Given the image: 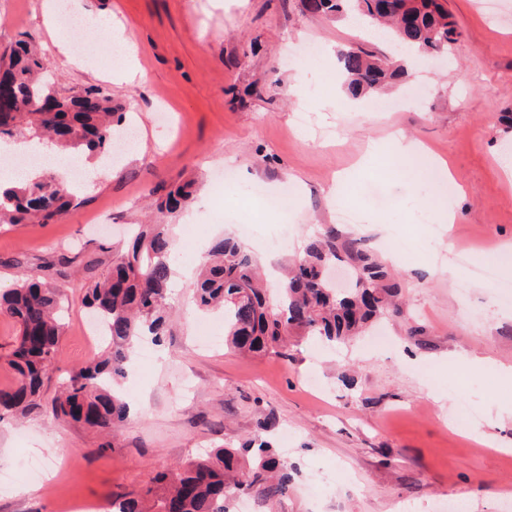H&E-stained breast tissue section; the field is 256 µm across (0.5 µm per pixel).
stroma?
<instances>
[{"instance_id":"obj_1","label":"stroma","mask_w":512,"mask_h":512,"mask_svg":"<svg viewBox=\"0 0 512 512\" xmlns=\"http://www.w3.org/2000/svg\"><path fill=\"white\" fill-rule=\"evenodd\" d=\"M81 18L116 16L138 49L140 80H114L112 64L73 66L56 42L107 43L92 27L61 34L47 23L42 0H0V51L25 41L41 52L62 90L95 87L132 119L136 141L124 160L100 172L77 204L53 224L0 227V290L34 273L65 297L66 327L58 362L45 383L44 406L0 423V464L13 474L0 486V512H64L65 501L103 506L150 486L159 471L188 461L216 443L236 446L257 431L260 411L274 412L270 443L292 469L294 492L274 512H444L465 500L468 512H512V305L492 283L472 280L457 293L443 266L469 273L458 252L491 254L512 242V182L500 156L512 154V0L488 13L485 0H447L461 36L449 53L416 61L409 83L428 92L409 98L406 85L385 96L396 101L375 112L344 86L325 88L322 71L338 72L337 49L360 46L392 54L391 42L363 32L346 18L315 14L303 0H72ZM401 131L420 145L415 166L449 163L455 191L428 180L408 185L394 159L370 157L372 144ZM233 182L219 184L224 169ZM349 179L338 199L329 190ZM191 181L195 193L178 212L152 209L153 197ZM290 184L288 209L253 197ZM351 208L354 222L341 221ZM453 210L439 226L440 209ZM171 224L177 265L171 282L182 320L134 361L125 382L132 402L117 435L54 419L46 404L67 373L101 355L84 331L82 302L88 273L104 272L127 225ZM253 227L246 248L267 269L296 253L324 225L361 237L370 251L393 262L407 310L423 328L420 342L396 322L383 324L387 349L366 340L335 349L305 337L289 358L244 356L224 347V319L210 315L213 338L201 340L192 281L216 239ZM415 243L392 260L381 243ZM68 276H60V258ZM468 378L452 392L455 371ZM319 376L318 398L303 381ZM473 407L469 430L454 413ZM70 457L37 495L17 462L46 471Z\"/></svg>"}]
</instances>
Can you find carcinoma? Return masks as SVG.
I'll use <instances>...</instances> for the list:
<instances>
[{
	"mask_svg": "<svg viewBox=\"0 0 512 512\" xmlns=\"http://www.w3.org/2000/svg\"><path fill=\"white\" fill-rule=\"evenodd\" d=\"M375 2L307 0L306 7L336 15L354 11L364 25L427 55L450 47L459 36L440 0H409L400 18L379 11ZM338 59L347 90L354 96L406 78L402 65L360 49H342ZM0 67L14 74L13 85L0 98V145L15 142L21 128L29 139L46 140L62 153L87 151L99 160L112 151L116 112L111 96L91 87L58 92L45 78L44 58L24 44L1 55ZM51 96L61 99V111L34 110V101ZM191 195L192 185L184 183L169 192L159 207L172 212ZM72 201L68 184L52 173L0 187V226L53 224L68 212ZM130 233L127 248L113 254L112 268L89 276L85 288L84 302L104 322L111 350L70 370L50 403L55 419L100 430L123 423L130 404L121 380L134 349L145 336L159 343L166 335L176 264L170 225L134 224ZM335 261L352 269L350 287L337 288L325 276V268ZM256 267L257 259L241 243L227 238L210 250L194 283L195 307L224 311L225 343L240 352L286 357L297 336H320L339 344L385 315L404 316L398 299L401 287L394 275L363 249L360 239L342 235L333 226L306 241L277 298L269 297ZM58 310L57 289L36 275L0 293V315L17 330L7 355L13 383L0 388V422L25 413L40 400L44 379L59 357L63 324ZM277 426L273 413L265 414L259 432L240 447L219 445L203 457L157 473L145 492L115 499L112 512H231L232 503L244 496L252 499L255 512H269L271 504L288 496L292 488L288 464L262 437Z\"/></svg>",
	"mask_w": 512,
	"mask_h": 512,
	"instance_id": "1",
	"label": "carcinoma"
}]
</instances>
